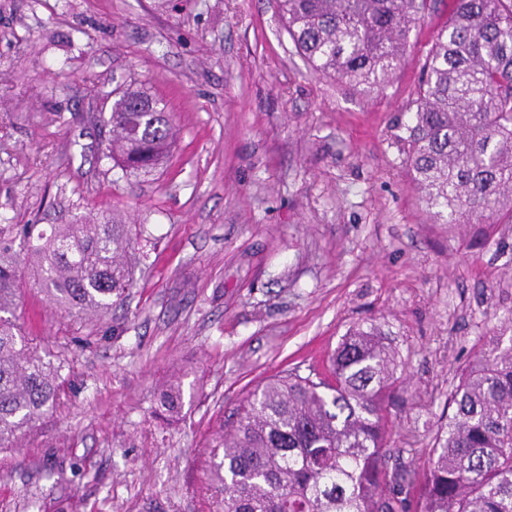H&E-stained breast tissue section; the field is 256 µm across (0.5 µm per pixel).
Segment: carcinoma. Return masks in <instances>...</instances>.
<instances>
[{"instance_id":"1","label":"carcinoma","mask_w":512,"mask_h":512,"mask_svg":"<svg viewBox=\"0 0 512 512\" xmlns=\"http://www.w3.org/2000/svg\"><path fill=\"white\" fill-rule=\"evenodd\" d=\"M430 0H278L298 51L318 73L378 91L399 68ZM105 157L155 168L176 129L163 100L112 91ZM396 141L413 182L444 224L512 223V0H455L437 32ZM127 225L80 215L50 231L0 227V449L60 401V372L15 315L20 257L66 311L107 314L134 284ZM376 328L357 326L331 357V378L293 369L268 378L223 427L224 512H512V343L462 370L447 430L421 473L388 464L382 401L394 383ZM173 417L182 385L162 392Z\"/></svg>"}]
</instances>
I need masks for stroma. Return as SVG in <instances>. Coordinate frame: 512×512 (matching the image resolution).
Instances as JSON below:
<instances>
[{
  "mask_svg": "<svg viewBox=\"0 0 512 512\" xmlns=\"http://www.w3.org/2000/svg\"><path fill=\"white\" fill-rule=\"evenodd\" d=\"M452 7L369 93L315 73L274 0H0V226L115 209L141 258L108 316L24 275L16 315L63 393L0 451V512H221V423L267 377L325 372L358 325L395 353L393 454L427 468L462 369L512 344V224L436 222L395 142ZM129 77L179 130L150 173L113 167L92 119Z\"/></svg>",
  "mask_w": 512,
  "mask_h": 512,
  "instance_id": "stroma-1",
  "label": "stroma"
}]
</instances>
